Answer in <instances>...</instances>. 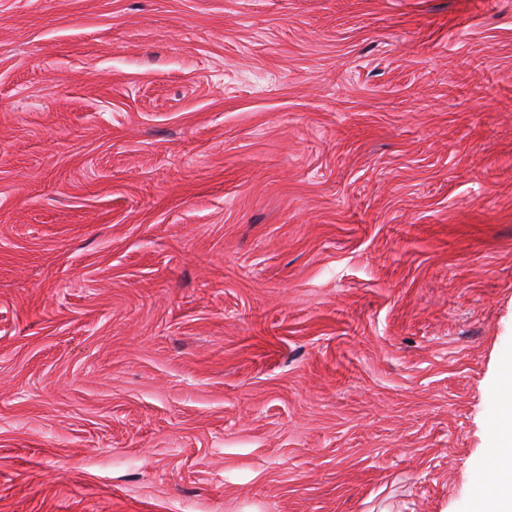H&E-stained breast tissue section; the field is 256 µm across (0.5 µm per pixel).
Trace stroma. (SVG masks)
Segmentation results:
<instances>
[{
	"instance_id": "35a3bbf8",
	"label": "stroma",
	"mask_w": 512,
	"mask_h": 512,
	"mask_svg": "<svg viewBox=\"0 0 512 512\" xmlns=\"http://www.w3.org/2000/svg\"><path fill=\"white\" fill-rule=\"evenodd\" d=\"M512 360V0H0V512H469Z\"/></svg>"
}]
</instances>
